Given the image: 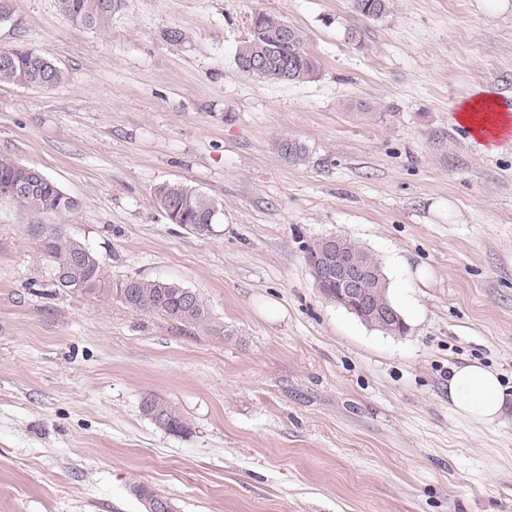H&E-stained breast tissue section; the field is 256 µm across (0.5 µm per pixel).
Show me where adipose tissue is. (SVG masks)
Returning <instances> with one entry per match:
<instances>
[{"instance_id": "adipose-tissue-1", "label": "adipose tissue", "mask_w": 512, "mask_h": 512, "mask_svg": "<svg viewBox=\"0 0 512 512\" xmlns=\"http://www.w3.org/2000/svg\"><path fill=\"white\" fill-rule=\"evenodd\" d=\"M448 397L457 413L481 422H495L504 413L505 390L498 375L478 364L451 369Z\"/></svg>"}]
</instances>
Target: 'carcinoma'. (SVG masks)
<instances>
[{
	"mask_svg": "<svg viewBox=\"0 0 512 512\" xmlns=\"http://www.w3.org/2000/svg\"><path fill=\"white\" fill-rule=\"evenodd\" d=\"M58 3L61 13L73 24L104 31L112 22V14L121 7L122 0H58ZM354 7L362 16L378 19L390 9V0H354ZM272 46L279 47L275 64L267 68H245L251 60L267 54ZM2 56L9 57V63L0 64V82L49 89L63 81V71L30 48L1 49ZM235 60L241 71L250 77L283 83L307 82L317 70L316 61L306 51L303 31L270 13H260L252 18L249 36L238 45ZM278 150L292 164L302 165L308 161L307 148L296 140H280ZM28 179L25 165L0 155V181ZM153 195L158 207L173 224H181L201 236L209 234L211 225L215 224L218 204L182 182L159 183L154 187ZM23 207L34 214L68 215L77 209L78 202L46 178ZM34 235L51 268L65 271V280H54L59 288L107 297L113 294L137 313L161 316L175 323H201L207 318L200 297L177 283L145 278L111 283L96 253L88 245L68 236L58 224L47 232L37 229ZM324 249V240L319 239L307 250V262L314 269L316 278L319 277L317 267ZM142 406L162 418L168 432L183 435L190 431L187 418L165 397L148 393L142 399Z\"/></svg>",
	"mask_w": 512,
	"mask_h": 512,
	"instance_id": "1",
	"label": "carcinoma"
}]
</instances>
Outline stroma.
I'll return each mask as SVG.
<instances>
[{
  "label": "stroma",
  "mask_w": 512,
  "mask_h": 512,
  "mask_svg": "<svg viewBox=\"0 0 512 512\" xmlns=\"http://www.w3.org/2000/svg\"><path fill=\"white\" fill-rule=\"evenodd\" d=\"M390 5L122 0L99 32L15 0L0 49L64 79L0 83V154L79 206L0 200V512H145L134 481L176 512H512V138L458 118L480 88L512 114V0ZM262 12L303 31L310 81L239 69ZM165 181L218 202L212 234L167 220ZM54 223L112 280L195 292L207 322L55 287L32 231ZM334 235L378 259L403 333L322 296L306 251ZM472 362L506 390L495 423L448 403ZM147 393L189 434L156 427ZM9 56V63H0V82L24 87L49 89L59 86L63 71L51 60L24 46L1 49L0 57ZM40 78L46 83L41 84ZM21 205L34 214L49 212L56 215H68L77 209L78 202L45 176L36 191L26 200V203ZM143 406L148 412L157 414L164 420L167 425L166 431L169 433L183 435L190 431L187 418L165 397L157 393H147L142 399Z\"/></svg>",
  "instance_id": "35a3bbf8"
}]
</instances>
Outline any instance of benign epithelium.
<instances>
[{"instance_id": "obj_1", "label": "benign epithelium", "mask_w": 512, "mask_h": 512, "mask_svg": "<svg viewBox=\"0 0 512 512\" xmlns=\"http://www.w3.org/2000/svg\"><path fill=\"white\" fill-rule=\"evenodd\" d=\"M342 238L326 239L328 256L323 270L324 278L336 282L334 302L364 322H390L399 318L392 308H382L374 300L367 282L371 269L356 253H343L339 242Z\"/></svg>"}]
</instances>
